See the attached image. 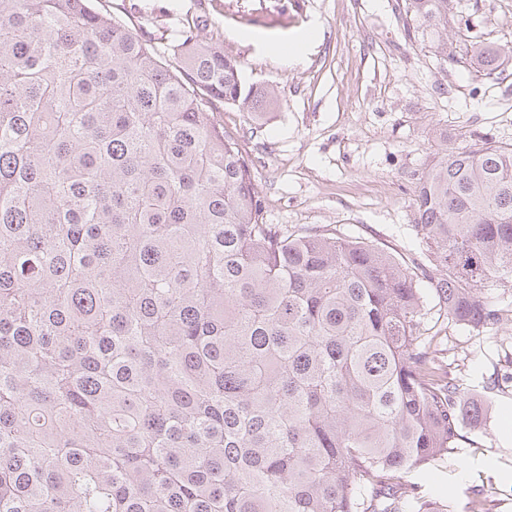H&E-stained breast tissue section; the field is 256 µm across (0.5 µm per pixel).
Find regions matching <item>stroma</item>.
Returning a JSON list of instances; mask_svg holds the SVG:
<instances>
[{"instance_id": "obj_1", "label": "stroma", "mask_w": 512, "mask_h": 512, "mask_svg": "<svg viewBox=\"0 0 512 512\" xmlns=\"http://www.w3.org/2000/svg\"><path fill=\"white\" fill-rule=\"evenodd\" d=\"M164 47L186 19L208 13L205 38L236 59L246 84L274 88L276 102L261 122L237 106L215 110L226 136L252 162L267 223L297 235L332 230L377 244L406 264L426 263L417 236L414 190L432 159L436 134L465 146L470 134L512 141V60L500 78L450 65L438 38L409 41L404 0H95ZM471 15L483 44L512 46V0H451L448 29ZM316 37L299 60L276 46L307 32ZM442 354L465 392L478 394L491 374L485 424L466 433L431 470L409 473L425 498L468 512L474 490L489 494L493 512H512V324L486 338L449 326Z\"/></svg>"}]
</instances>
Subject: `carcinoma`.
Returning a JSON list of instances; mask_svg holds the SVG:
<instances>
[{"mask_svg": "<svg viewBox=\"0 0 512 512\" xmlns=\"http://www.w3.org/2000/svg\"><path fill=\"white\" fill-rule=\"evenodd\" d=\"M450 0H406L407 36ZM152 41L90 0H0V512H445L405 475L485 403L438 355L417 274L266 223L217 101L267 86L199 31ZM441 39L484 75L512 49ZM437 321L512 323V143L471 135L415 186Z\"/></svg>", "mask_w": 512, "mask_h": 512, "instance_id": "obj_1", "label": "carcinoma"}]
</instances>
